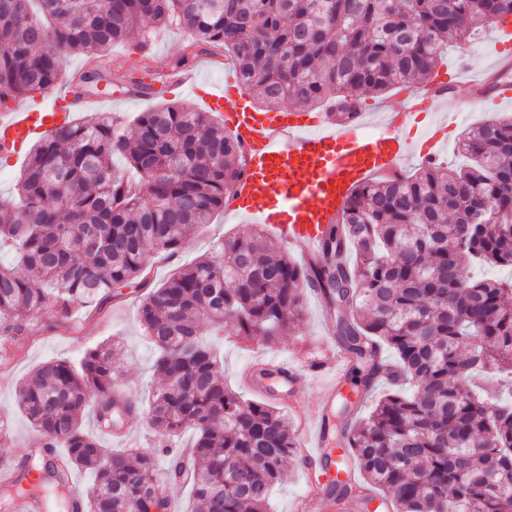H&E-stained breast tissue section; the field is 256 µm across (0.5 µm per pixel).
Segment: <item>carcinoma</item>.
<instances>
[{
	"instance_id": "obj_1",
	"label": "carcinoma",
	"mask_w": 512,
	"mask_h": 512,
	"mask_svg": "<svg viewBox=\"0 0 512 512\" xmlns=\"http://www.w3.org/2000/svg\"><path fill=\"white\" fill-rule=\"evenodd\" d=\"M512 15V0H0V112L62 77L63 52L89 60L143 23L176 26L190 52L233 54L244 90L262 107L325 102L337 122L370 96L414 86L474 21ZM100 63L81 76L100 94ZM133 135L112 115L55 131L35 143L18 179L20 204L0 203V362L46 308L76 330L73 308L102 311L112 292H142L140 323L156 349L149 424L154 450L112 451L82 430L90 411L102 432L122 424L111 353L100 345L79 363L42 364L16 403L42 444L0 457V502L41 499L55 512H169L156 487L155 456H169L168 482L191 488L194 512H267L271 487L294 454L288 418L267 400L224 384L202 342L209 328L273 344L297 330L307 290L329 313L346 359L336 423L325 447L346 449L359 470L331 485L334 501L369 493L393 512H512V405L477 395L473 378L512 376V281L474 267L512 268V118L467 130L469 164L426 162L411 175L356 185L342 222L302 263L260 227L231 236L214 255L155 286L154 254L177 253L187 234L224 211L246 164L213 113L177 103L142 112ZM121 157L139 180H124ZM394 354L389 363L385 350ZM190 428L183 470L172 453ZM63 448L48 465L43 449ZM92 483L74 501L69 475Z\"/></svg>"
}]
</instances>
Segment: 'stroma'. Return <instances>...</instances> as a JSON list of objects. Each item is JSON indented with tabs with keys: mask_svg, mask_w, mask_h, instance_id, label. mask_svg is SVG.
Listing matches in <instances>:
<instances>
[{
	"mask_svg": "<svg viewBox=\"0 0 512 512\" xmlns=\"http://www.w3.org/2000/svg\"><path fill=\"white\" fill-rule=\"evenodd\" d=\"M150 49L141 53L133 43L113 45L107 56L116 64L112 73L115 99L102 105L103 111L112 113L123 127H130L133 118L160 102H176L203 108L200 97L183 90H163L149 99L125 97L122 70L137 65L141 56H148L151 70L171 68L174 61L186 57L189 42L187 32L170 27L150 33ZM491 32L488 25H481L462 41L450 44L444 53V63L466 61L471 67L481 68L490 61ZM512 115V104L478 106L462 113L458 123L448 135L440 161L443 165L459 167L466 159L458 154L455 145L466 128L479 125L491 118ZM255 227L254 221L243 214L221 212L213 223L188 234L179 252L170 258L153 256L149 276L154 284L163 283L177 268L213 255L217 245L227 235L248 236ZM142 297L134 288H125L121 298L112 301L102 313L95 314L89 308L76 306L72 312L74 323L83 325L80 335H71L53 329L55 314L44 310L32 322L30 335L21 337L16 357L7 365L0 366V455L16 453L17 449L29 448L40 443L41 438L15 403V391L19 382L42 363L50 360L79 361L84 352L100 344L112 348V363L119 387L137 399H147L156 386L153 373L154 347L146 337L138 317ZM321 301L314 293L304 296V319L294 333L284 336L274 346L258 343H241L237 340L213 337V347L224 368V382L232 389H240L243 369L262 359L293 363L310 372L311 389L300 402L285 406L296 440H303L306 429L314 421L316 401L315 383L322 376V365L336 358V343L327 337L320 320ZM312 467L301 456L287 460L281 480L272 489L268 512H294L308 492V479Z\"/></svg>",
	"mask_w": 512,
	"mask_h": 512,
	"instance_id": "obj_1",
	"label": "stroma"
}]
</instances>
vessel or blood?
<instances>
[{"mask_svg": "<svg viewBox=\"0 0 512 512\" xmlns=\"http://www.w3.org/2000/svg\"><path fill=\"white\" fill-rule=\"evenodd\" d=\"M494 59L482 70L470 72L468 64L451 63L437 69L412 98L415 109H386L380 131L365 133L363 114L336 125L327 112H259L249 103L233 76L202 90L197 70L173 73L155 71L152 83L160 89L183 88L201 92L212 109L223 112L225 127L242 143L248 160L246 176L231 195L228 207L263 224L271 235L311 255L317 250L327 225L337 223L352 186L374 175L397 173L409 155L404 128L429 129L437 120L456 123L468 107L488 101L512 102V84L502 83L491 96L481 95L493 75L512 71V18L493 22ZM467 82L473 93L461 98L456 89ZM42 109L16 107L0 113V154L19 158L26 149L51 131L70 125L77 113L93 110L95 98L73 93L68 80L49 92ZM440 98L441 113L431 110L432 98ZM244 383L272 399L301 396L307 375L283 362L253 365L243 373Z\"/></svg>", "mask_w": 512, "mask_h": 512, "instance_id": "1", "label": "vessel or blood"}]
</instances>
